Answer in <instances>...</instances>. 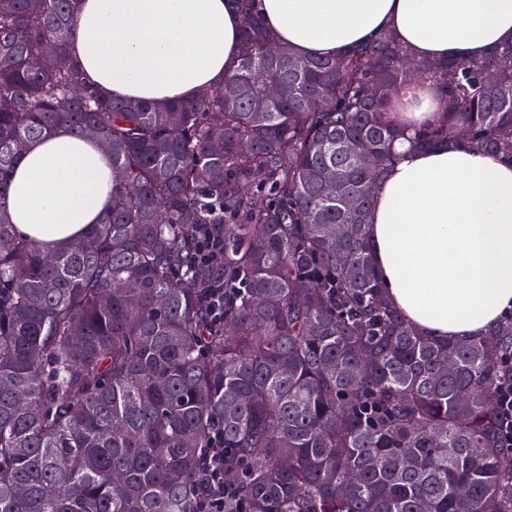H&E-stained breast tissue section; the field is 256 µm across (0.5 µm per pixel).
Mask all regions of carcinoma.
Listing matches in <instances>:
<instances>
[{"label":"carcinoma","instance_id":"carcinoma-1","mask_svg":"<svg viewBox=\"0 0 512 512\" xmlns=\"http://www.w3.org/2000/svg\"><path fill=\"white\" fill-rule=\"evenodd\" d=\"M253 2L238 0L224 86L156 103L85 84L68 55L76 0H0V512H197L217 426L224 512H512L495 408L512 314L485 336L420 335L365 235L407 85L443 98L413 147L459 127L461 146L512 160L498 67L512 47L410 68L385 33L303 58ZM274 83L288 97L267 98ZM59 129L95 130L119 177L86 235L49 250L17 234L6 196L27 145ZM203 224L224 234L236 289L217 328L199 299L215 273L195 261Z\"/></svg>","mask_w":512,"mask_h":512}]
</instances>
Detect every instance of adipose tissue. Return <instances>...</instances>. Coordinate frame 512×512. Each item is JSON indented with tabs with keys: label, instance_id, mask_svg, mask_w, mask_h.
<instances>
[{
	"label": "adipose tissue",
	"instance_id": "ef3b65f1",
	"mask_svg": "<svg viewBox=\"0 0 512 512\" xmlns=\"http://www.w3.org/2000/svg\"><path fill=\"white\" fill-rule=\"evenodd\" d=\"M267 30L301 56L336 57L393 33L417 62L481 60L512 45V0H258ZM236 0H78L72 60L123 99L170 101L221 88L241 52ZM397 123L436 121L420 81L399 91ZM367 243L390 302L420 334L484 335L512 314V162L450 144H394ZM114 174L92 137L58 131L29 144L8 189L17 230L54 248L112 202Z\"/></svg>",
	"mask_w": 512,
	"mask_h": 512
}]
</instances>
